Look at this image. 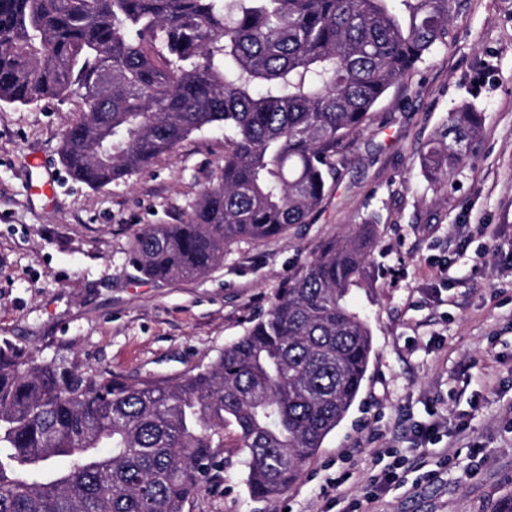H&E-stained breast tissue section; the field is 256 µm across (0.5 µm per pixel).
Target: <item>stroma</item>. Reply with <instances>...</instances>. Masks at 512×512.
Masks as SVG:
<instances>
[{"label":"stroma","instance_id":"1","mask_svg":"<svg viewBox=\"0 0 512 512\" xmlns=\"http://www.w3.org/2000/svg\"><path fill=\"white\" fill-rule=\"evenodd\" d=\"M446 47L377 105L320 207L285 234L227 247L171 282L128 262L149 224H177L224 167V132L191 134L124 181L92 188L59 146L77 97L0 107V340L135 379L211 363L323 244L377 216L370 283L347 301L373 350L360 392L280 496L250 495L224 446L183 512H504L512 503V0H461ZM484 114L454 184L420 149L450 112ZM437 426L421 438L419 426ZM393 456H386V449ZM401 458L398 479L371 477ZM342 487H335V480Z\"/></svg>","mask_w":512,"mask_h":512}]
</instances>
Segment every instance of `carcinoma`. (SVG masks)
Here are the masks:
<instances>
[{"instance_id": "1", "label": "carcinoma", "mask_w": 512, "mask_h": 512, "mask_svg": "<svg viewBox=\"0 0 512 512\" xmlns=\"http://www.w3.org/2000/svg\"><path fill=\"white\" fill-rule=\"evenodd\" d=\"M459 0H0V105L77 95L61 154L101 188L195 131L224 129V169L130 262L205 274L233 240L302 224L373 109L448 44ZM483 113L448 114L421 167L446 186ZM377 217L329 239L209 365L136 380L0 343V512H182L233 436L252 496L296 483L345 417L373 340L347 302L370 279Z\"/></svg>"}]
</instances>
